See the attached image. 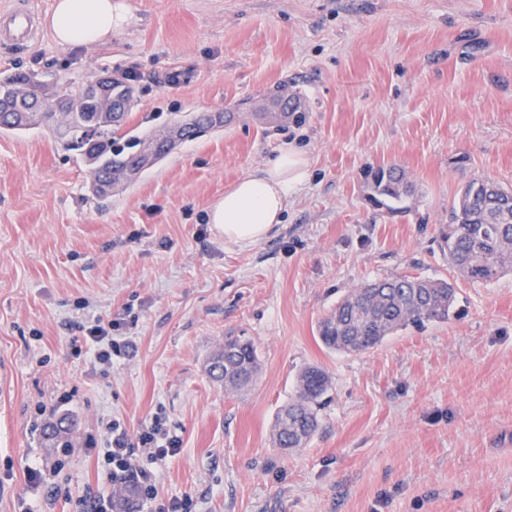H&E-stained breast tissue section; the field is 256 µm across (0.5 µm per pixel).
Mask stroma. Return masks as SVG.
<instances>
[{
    "mask_svg": "<svg viewBox=\"0 0 512 512\" xmlns=\"http://www.w3.org/2000/svg\"><path fill=\"white\" fill-rule=\"evenodd\" d=\"M105 45L47 28L0 45V79L53 94L101 74L134 102L114 137L179 141L107 201L46 129L0 134V512H81L112 496L103 430L162 417L180 447L140 512H512V274L459 280V314L363 354L317 324L352 288L453 278L443 235L459 188L512 189V0H126ZM312 178L263 241H225L207 210L285 141ZM400 168L408 191L371 188ZM128 345L95 362L86 329ZM260 371L230 391L207 371L227 335ZM308 365L333 386L308 443L280 455L277 413ZM78 421L46 448L52 413ZM40 468L39 484L28 480Z\"/></svg>",
    "mask_w": 512,
    "mask_h": 512,
    "instance_id": "stroma-1",
    "label": "stroma"
}]
</instances>
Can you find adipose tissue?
Segmentation results:
<instances>
[{
    "label": "adipose tissue",
    "mask_w": 512,
    "mask_h": 512,
    "mask_svg": "<svg viewBox=\"0 0 512 512\" xmlns=\"http://www.w3.org/2000/svg\"><path fill=\"white\" fill-rule=\"evenodd\" d=\"M128 20L124 0H55L46 17L62 46L104 44ZM311 179L310 159L292 143L281 145L264 165L247 172L208 211V221L225 241L242 246L264 240L282 223L288 201Z\"/></svg>",
    "instance_id": "obj_1"
}]
</instances>
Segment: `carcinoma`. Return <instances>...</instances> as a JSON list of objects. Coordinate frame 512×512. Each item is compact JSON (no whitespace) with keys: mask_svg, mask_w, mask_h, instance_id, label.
Masks as SVG:
<instances>
[{"mask_svg":"<svg viewBox=\"0 0 512 512\" xmlns=\"http://www.w3.org/2000/svg\"><path fill=\"white\" fill-rule=\"evenodd\" d=\"M21 85L29 92L41 84L18 74L0 80V132H23L48 124L67 149L78 152L88 168L87 191L96 199L112 196L114 175L137 154H124L126 146L112 137L115 121L94 89L84 83L62 94L68 108L59 113L24 119L17 112L26 100L18 97ZM374 191L399 199L406 192L403 173L395 167L374 174ZM448 263L466 280L491 282L512 272V190L492 180H472L461 187L448 211ZM456 284L446 279L401 275L377 279L352 289L318 323L324 347L347 354L361 353L380 345L387 337L409 327L422 329L446 323L456 315ZM259 371L257 347L247 336H227L224 349L208 361L212 378L227 390L251 386ZM332 379L321 367L304 368L297 379L296 395L276 416L274 447L288 454L303 447L319 427V410L331 390ZM76 431L66 416L44 425L50 448H65ZM116 512H139V491L124 489L115 503Z\"/></svg>","mask_w":512,"mask_h":512,"instance_id":"carcinoma-1","label":"carcinoma"}]
</instances>
